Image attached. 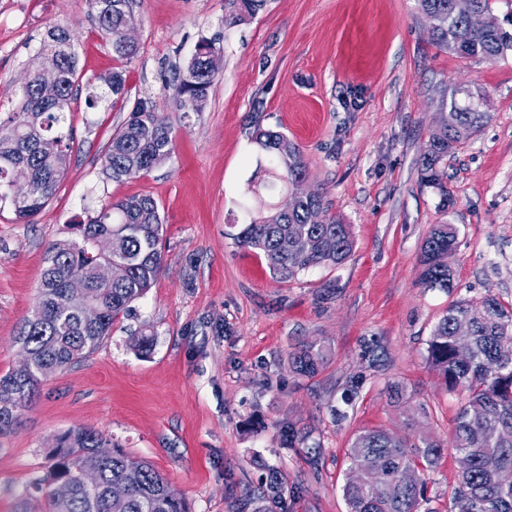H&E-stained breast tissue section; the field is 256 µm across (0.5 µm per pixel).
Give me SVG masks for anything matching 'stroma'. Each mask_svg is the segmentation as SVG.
I'll use <instances>...</instances> for the list:
<instances>
[{
	"mask_svg": "<svg viewBox=\"0 0 512 512\" xmlns=\"http://www.w3.org/2000/svg\"><path fill=\"white\" fill-rule=\"evenodd\" d=\"M228 11V0H137L139 53L127 63L113 55L90 0H0V112L18 110L52 26L70 30L82 83L99 86L119 71L127 90L113 104H73L67 176L31 223L0 202V374L20 363L14 336L49 246L77 238L78 223L103 204L134 195L152 196L164 224L154 287L0 435V512H44L33 482L54 439L74 427L148 460L192 512H252L250 493L274 472L287 482L280 512H347V450L359 430L426 435L443 446L425 473L429 506L448 512L461 396L429 364L427 344L456 300L512 303V57L463 59L436 47L416 0H264L232 26ZM205 40L219 53L218 73L202 111L185 118L172 69ZM470 96L488 118L448 156L452 202L443 210L420 181V160L446 101ZM140 98L170 117L173 152L115 182L101 156ZM257 123L300 147L308 187L352 225L355 249L339 268L279 282L235 244ZM446 222L460 229L448 293L419 282L422 242ZM144 326L155 332L145 358L130 347ZM307 341L328 350L312 377L288 361ZM394 383L402 402L389 399ZM286 424L304 440L285 443Z\"/></svg>",
	"mask_w": 512,
	"mask_h": 512,
	"instance_id": "35a3bbf8",
	"label": "stroma"
}]
</instances>
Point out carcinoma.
Returning a JSON list of instances; mask_svg holds the SVG:
<instances>
[{
    "label": "carcinoma",
    "mask_w": 512,
    "mask_h": 512,
    "mask_svg": "<svg viewBox=\"0 0 512 512\" xmlns=\"http://www.w3.org/2000/svg\"><path fill=\"white\" fill-rule=\"evenodd\" d=\"M262 0H231L232 12L225 23L234 25L253 15ZM452 0H418L425 15L439 17L431 40L465 58L488 61L512 54V17L500 19L492 13L490 0H472L485 12L488 24L482 30L468 27L464 17L451 9ZM135 0H91L98 27L109 39L112 53L130 62L138 53L136 44H127L123 30L134 19ZM70 32L50 27L41 42L39 54L45 63L61 73L60 88L53 98H43L36 85L22 91L16 112L0 113V201L9 203L19 221H30L51 201L67 171L69 151L74 143L73 129L67 125V112L77 100V61ZM214 44L204 42L187 64L176 72L182 117L202 111L215 74L207 68L206 54ZM125 94L123 74L114 72L105 90L92 87L86 105L95 108ZM485 119L479 105L450 101V113L432 135L430 148L421 162V181L439 189L440 205L448 208V174L441 163L457 144L478 130ZM173 128L169 119L155 111L149 99L135 102L128 120L113 134L103 153L106 175L120 182L147 173L165 162L173 148ZM255 170L249 180V198L244 204L248 222L235 235L237 243L262 256L272 276L288 282L313 268L336 269L352 255L355 241L352 227L328 215L326 223L313 224L310 213L325 208L322 194L311 191L298 197L284 210L271 200L275 193L291 192L307 181L308 169L299 147L280 130L257 123L250 134ZM27 182L34 187L28 196L15 197L11 186ZM163 224L156 200L148 195L117 199L103 205L95 216L78 225L75 240L53 244L46 257L36 302L20 323L14 340L33 361L29 373L12 370L0 375V434L13 429L35 402L48 377L81 360L109 335L116 319L127 313L135 300L156 283L163 265ZM111 238L110 255L128 265V275L109 286L94 279V269L106 257L93 245L95 239ZM459 229L453 224H436L421 245L420 282L427 288L449 292L454 273L440 257L456 249ZM79 265L87 271L89 287L96 294L102 318L95 326L82 323L81 303L66 288L69 269ZM461 322L469 326L472 351L457 357L454 331ZM512 341V304L493 295L460 299L452 303L435 324L428 341V361L443 375L448 387L466 393L453 422L452 447L468 453L473 465L460 474L459 485L451 495L450 512H512V485L498 481L499 470L512 469V354L500 350ZM153 333L144 328L135 337L133 350L140 356L151 353ZM327 349L316 343H303L289 353L293 370L313 376L324 366ZM61 447L49 456L43 476L35 481L44 492L46 512H190L185 499L170 500L165 493L167 480L147 460L112 446V459L103 461L95 449L111 441L88 428H73L60 438ZM442 445L428 436L416 443L382 429H366L352 440L349 458L360 482L345 483L343 496L348 512H419L428 501L427 482L419 477L413 486L403 484L408 468L433 467L441 456ZM92 467L100 472L99 483L84 486L79 474ZM60 480L69 481L70 497L53 494ZM129 485L123 506L116 507L108 495L110 485ZM284 495L283 479L277 475L252 497V512H274Z\"/></svg>",
    "instance_id": "1"
}]
</instances>
